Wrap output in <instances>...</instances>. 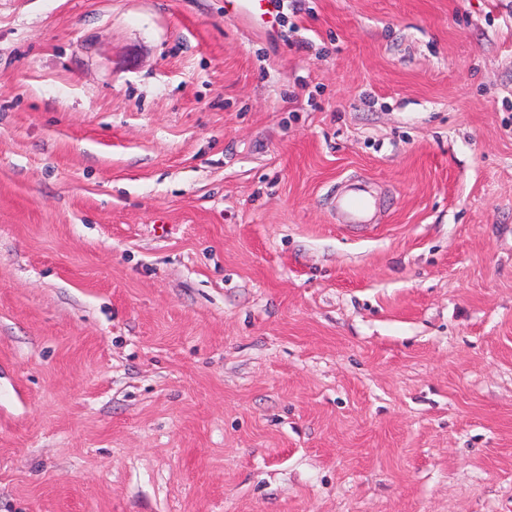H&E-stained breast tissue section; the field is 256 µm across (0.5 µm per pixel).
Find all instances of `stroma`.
Listing matches in <instances>:
<instances>
[{"label": "stroma", "instance_id": "1", "mask_svg": "<svg viewBox=\"0 0 512 512\" xmlns=\"http://www.w3.org/2000/svg\"><path fill=\"white\" fill-rule=\"evenodd\" d=\"M0 512H512V0H0ZM232 5L234 12L255 17L257 15H270L271 6L275 0H226ZM336 214L344 224H372L376 203L362 189H354L336 198Z\"/></svg>", "mask_w": 512, "mask_h": 512}]
</instances>
